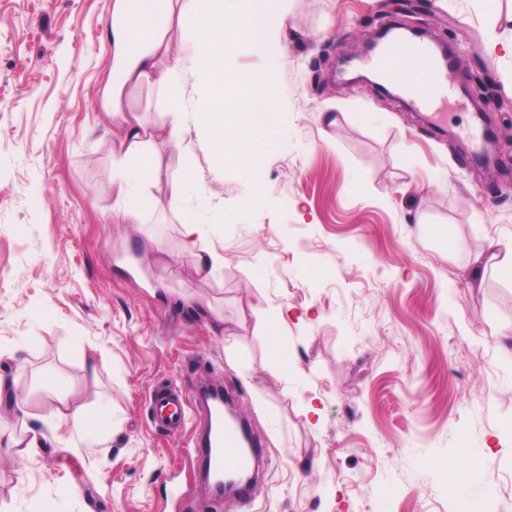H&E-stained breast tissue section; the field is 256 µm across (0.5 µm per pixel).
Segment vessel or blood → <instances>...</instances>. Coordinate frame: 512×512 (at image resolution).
I'll return each mask as SVG.
<instances>
[{
	"label": "vessel or blood",
	"instance_id": "b4317fda",
	"mask_svg": "<svg viewBox=\"0 0 512 512\" xmlns=\"http://www.w3.org/2000/svg\"><path fill=\"white\" fill-rule=\"evenodd\" d=\"M421 64L413 80L401 77L404 63ZM369 67L382 77L393 80L399 97L416 101L425 96L447 100L452 60L437 55L432 48L416 39L402 38L384 46L368 58ZM151 425L168 435L184 434L194 416H201L203 430L189 437L184 455L191 468L206 477L211 500H218L224 478L237 479L236 490L248 498L253 494L251 475L265 455L260 444H246L241 423L224 419L221 400L204 399L197 376H189L178 387L152 391L148 399Z\"/></svg>",
	"mask_w": 512,
	"mask_h": 512
}]
</instances>
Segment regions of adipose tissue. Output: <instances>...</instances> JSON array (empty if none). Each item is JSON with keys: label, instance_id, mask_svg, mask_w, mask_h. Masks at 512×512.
Here are the masks:
<instances>
[{"label": "adipose tissue", "instance_id": "adipose-tissue-1", "mask_svg": "<svg viewBox=\"0 0 512 512\" xmlns=\"http://www.w3.org/2000/svg\"><path fill=\"white\" fill-rule=\"evenodd\" d=\"M257 0H116L112 14V38L116 54L112 66L118 80L112 88V137L116 149L112 163L120 173L116 183V219L136 223L137 192L143 184L166 183L173 199L194 188L205 197L201 183L191 179L164 181L157 162L161 149L182 141L187 125H194L210 142L217 157L232 155L244 165L255 166L264 145L260 133L269 127L276 106L270 90L272 75H240L228 68V58L243 47L267 44L269 22L277 0H267L265 13H258ZM166 14H177L185 48L172 51L165 29L147 26L146 17L155 4ZM194 79L200 106L189 112L187 123L165 130L148 129L138 113L126 111L123 90L127 83L165 87L174 110L185 101L183 76ZM233 121L236 137L224 138V124ZM186 251L196 259V269L213 276L223 265L222 256L209 245L206 223L187 217L181 229Z\"/></svg>", "mask_w": 512, "mask_h": 512}]
</instances>
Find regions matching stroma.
<instances>
[{"mask_svg": "<svg viewBox=\"0 0 512 512\" xmlns=\"http://www.w3.org/2000/svg\"><path fill=\"white\" fill-rule=\"evenodd\" d=\"M114 4L0 0V373L18 408L0 435L22 441L0 446V512H175L185 441L151 428L146 400L195 372L268 460L251 501L214 512H512V277L477 260L512 235V144L484 175L470 95L439 124L330 75L401 21L455 47V86L482 67L512 101V55L487 47L512 40V0H281L270 47L230 63L275 74L257 172L188 131L159 163L205 199L145 185L137 224L112 212ZM124 104L179 121L155 87ZM201 209L213 278L183 248Z\"/></svg>", "mask_w": 512, "mask_h": 512, "instance_id": "35a3bbf8", "label": "stroma"}]
</instances>
